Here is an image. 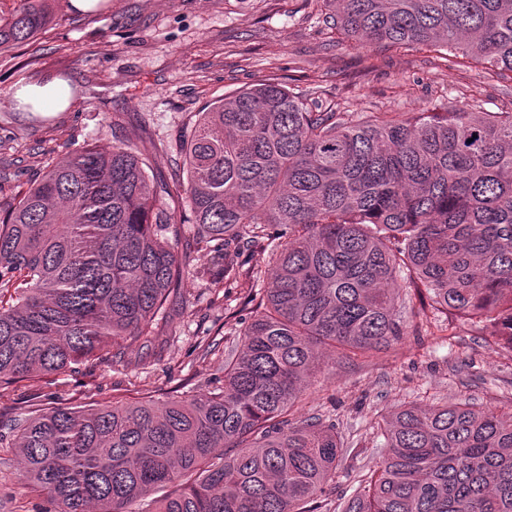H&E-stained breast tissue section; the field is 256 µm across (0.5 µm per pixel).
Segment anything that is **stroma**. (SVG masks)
Returning a JSON list of instances; mask_svg holds the SVG:
<instances>
[{
    "label": "stroma",
    "mask_w": 512,
    "mask_h": 512,
    "mask_svg": "<svg viewBox=\"0 0 512 512\" xmlns=\"http://www.w3.org/2000/svg\"><path fill=\"white\" fill-rule=\"evenodd\" d=\"M57 16L32 46L0 55V200L25 192L69 154L123 141L155 179L173 182L198 113L224 96L272 79L325 107L369 112H444L477 97L492 112H512V90L494 72L451 71L427 49L338 45L323 0H107L94 15L58 0ZM67 74L79 94L47 121L18 113L11 92ZM174 216L184 275L152 325L151 345L102 357L59 374L74 404L127 400L187 384L204 390L239 348V333L268 286V253L250 244L237 279L214 282L210 257L183 195L164 198ZM403 316L420 327L385 350L331 362L293 412L296 422L333 423L349 455L318 496L317 512H339L363 471L383 450L377 424L389 411L470 402L512 408V351L478 326L407 299ZM216 350L204 354L207 342ZM39 492L19 480L15 449L0 444V512H32Z\"/></svg>",
    "instance_id": "1"
}]
</instances>
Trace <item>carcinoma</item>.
Segmentation results:
<instances>
[{"instance_id":"cac0c4a2","label":"carcinoma","mask_w":512,"mask_h":512,"mask_svg":"<svg viewBox=\"0 0 512 512\" xmlns=\"http://www.w3.org/2000/svg\"><path fill=\"white\" fill-rule=\"evenodd\" d=\"M53 0L0 17V51L29 43ZM361 46H422L448 69L488 65L512 83V0H324ZM124 143L53 165L0 203V385L48 377L149 323L182 275L160 207L168 184ZM183 169L205 249L279 227L270 287L224 378L191 395L52 401L9 419L37 512H314L347 452L336 426L294 423L329 352L354 361L409 335L403 289L512 351V112H372L361 118L275 82L199 113ZM385 454L343 512H512V409L397 408Z\"/></svg>"}]
</instances>
